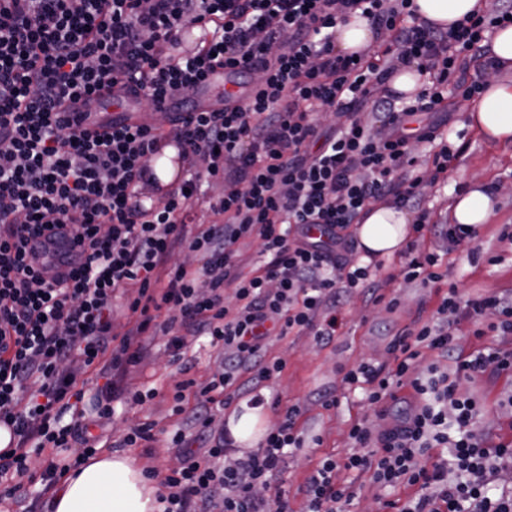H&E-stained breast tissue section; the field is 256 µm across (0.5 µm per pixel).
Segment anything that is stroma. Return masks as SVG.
<instances>
[{
	"label": "stroma",
	"mask_w": 512,
	"mask_h": 512,
	"mask_svg": "<svg viewBox=\"0 0 512 512\" xmlns=\"http://www.w3.org/2000/svg\"><path fill=\"white\" fill-rule=\"evenodd\" d=\"M471 104L460 95L449 94L442 106L416 116L422 123L440 124L449 143L460 152L452 161L447 174L435 186L425 187L406 209L412 214L429 211L434 224H451V209L455 196L470 181L497 185L494 198L495 215L490 223L481 225L477 238L469 243L451 246L435 238L431 251L438 258L436 270L445 282L457 284L462 294L477 295L501 288L512 289V244L500 241L501 230L512 226V144H490L465 124V114ZM405 252L384 258V267L377 280L384 295L375 302L365 291L355 292L340 308L341 327L326 344L314 336L288 335L272 339L267 354L285 360L286 367L279 378L267 382L260 390L265 400L261 412L268 423H276L288 406L302 408L299 427L305 443L290 459L286 469L273 482V492L288 501V512H301L303 497L300 488L316 464L326 453L345 455L353 446L348 435L349 425L356 417L366 416L375 429L394 423L404 413L411 400L409 390H401L397 399L387 401L377 409H368L362 389L346 388L341 383V369H349L363 361L388 360L387 348L394 335L412 326L417 319H430L440 302L435 289L405 281L402 264ZM396 299L394 311H387L384 302ZM166 336L156 334L150 340L145 360L130 368L123 385L128 389L154 387L156 399L142 405L118 407L116 414L104 421L96 434L103 447L120 442L123 432L141 422L154 423L155 440L151 447L133 448L129 454L142 468L164 469L172 466L175 457L169 454L170 438L183 424L182 417L171 412L170 386L180 378L182 367L197 381L210 380L222 368L220 349L210 346L204 336H186L182 359L172 362L166 348ZM466 391L482 402L484 414L479 428L492 441L512 439V416L498 405L500 399L512 394V379H478L465 383ZM336 397L337 404L324 408L323 395Z\"/></svg>",
	"instance_id": "stroma-1"
}]
</instances>
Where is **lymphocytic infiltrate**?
Listing matches in <instances>:
<instances>
[{
	"mask_svg": "<svg viewBox=\"0 0 512 512\" xmlns=\"http://www.w3.org/2000/svg\"><path fill=\"white\" fill-rule=\"evenodd\" d=\"M361 12L392 41L378 60L335 51L339 17ZM512 23V8L471 14L442 32L417 23L413 0H0V423L14 448L0 452V483L28 478L35 498L55 492L65 471L96 453L91 432L123 399L143 404L157 389L125 391L127 366L142 361V337L163 333L173 359L186 334L209 337L224 367L208 383L175 381L173 411L186 417L171 443L179 463L160 471L162 512H288L269 496L272 482L303 446L291 405L255 451L231 453L229 432L213 426V406L257 389L285 367L267 358L268 341L291 332L320 339L340 326L337 305L372 273L355 264L347 234L362 210L385 197L403 204L434 185L454 156L438 124L407 129L406 117L441 105L447 88L478 93L466 56L484 52L490 29ZM210 38L177 55L185 26ZM418 63L432 84L415 103H396L380 88L396 65ZM254 72L242 107L191 112L164 128L141 125L105 134L80 132L65 103L116 80L136 87L155 109L194 92L214 67ZM322 112L339 117L320 131ZM188 164L182 183L144 205L158 181L148 165L166 137ZM433 146L421 158L419 145ZM222 183L210 199L207 185ZM208 223L189 218L196 204ZM71 227L86 261L63 278L29 266L32 236ZM320 235H311V227ZM406 281L442 279L426 248L429 234L459 245L470 226L435 227L428 213L413 226ZM257 243L261 260L238 269L240 243ZM196 263L173 262L175 253ZM126 301L130 321L114 338L112 303ZM491 332L493 347L465 349ZM392 364L363 363L344 385H363L378 407L411 388L416 402L385 430L355 420L360 450L322 455L301 492L303 512H339L352 484L341 472L369 474L381 488L407 487L384 512H512V493L492 494L512 472V441L488 443L477 423L480 400L462 381L512 376V292L462 299L449 285L436 318L395 335ZM452 371L417 373L424 352ZM103 379L93 416L76 409L84 388ZM192 408H185L186 397Z\"/></svg>",
	"mask_w": 512,
	"mask_h": 512,
	"instance_id": "obj_1",
	"label": "lymphocytic infiltrate"
}]
</instances>
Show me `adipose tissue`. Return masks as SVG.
I'll return each mask as SVG.
<instances>
[{"label": "adipose tissue", "instance_id": "adipose-tissue-1", "mask_svg": "<svg viewBox=\"0 0 512 512\" xmlns=\"http://www.w3.org/2000/svg\"><path fill=\"white\" fill-rule=\"evenodd\" d=\"M420 18L439 30L473 10H485L486 0H413ZM370 22L353 15L336 25V49L352 53L378 44ZM491 62L485 65V89L467 124L483 138L512 142V81L498 78L497 70H512V24L494 36ZM456 223L485 224L493 216L492 198L484 189L470 188L453 202ZM413 218L399 205L382 201L361 215L356 234L361 248L370 254L391 256L404 244ZM157 487L126 453L109 449L96 453L80 472H67L55 495L53 512H158Z\"/></svg>", "mask_w": 512, "mask_h": 512}]
</instances>
